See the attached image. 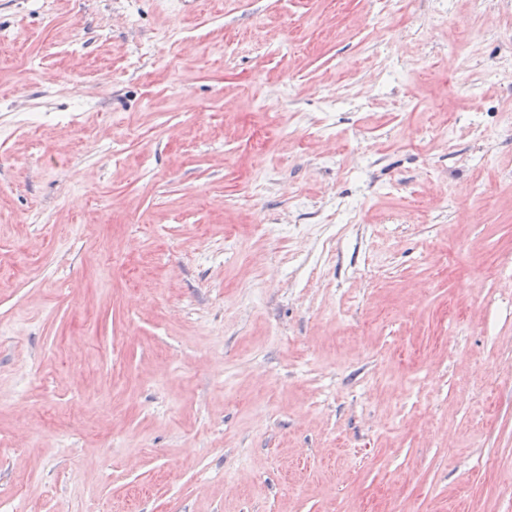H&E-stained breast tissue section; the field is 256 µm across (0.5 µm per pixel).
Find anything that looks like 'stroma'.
<instances>
[{
  "label": "stroma",
  "instance_id": "obj_1",
  "mask_svg": "<svg viewBox=\"0 0 512 512\" xmlns=\"http://www.w3.org/2000/svg\"><path fill=\"white\" fill-rule=\"evenodd\" d=\"M0 32V512H512V0Z\"/></svg>",
  "mask_w": 512,
  "mask_h": 512
}]
</instances>
